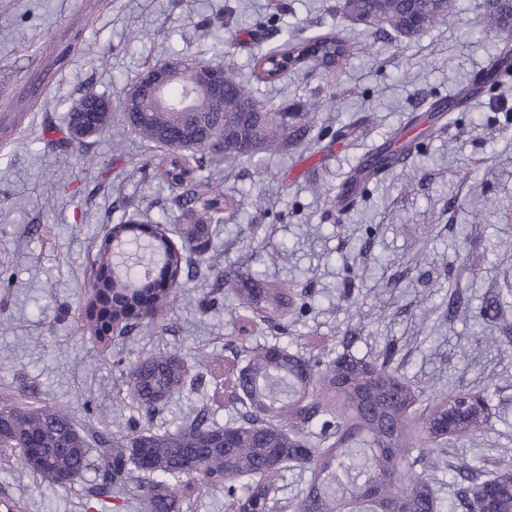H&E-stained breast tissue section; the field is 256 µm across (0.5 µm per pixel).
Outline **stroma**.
I'll use <instances>...</instances> for the list:
<instances>
[{"instance_id":"35a3bbf8","label":"stroma","mask_w":512,"mask_h":512,"mask_svg":"<svg viewBox=\"0 0 512 512\" xmlns=\"http://www.w3.org/2000/svg\"><path fill=\"white\" fill-rule=\"evenodd\" d=\"M339 0H0V116L18 114L20 130L0 141V399L59 405L78 422L111 436L127 433L137 411L118 356L179 354L196 382L152 421L174 428L190 411L226 424L242 408L229 380L254 343H278L307 355L346 350L378 357L396 343L400 375L425 396L489 390L490 419L449 450L472 465L512 457V257L488 241L512 239V78L483 87L456 109L447 127L430 117L431 101L459 93L497 53L492 37H467L488 0H456L436 25L413 38L374 33L340 14ZM314 35L337 27L357 51L338 76L295 72L254 82L258 99L297 112L310 98L325 107L314 149L221 159L212 182L234 197L223 230L193 256L195 276L179 289L162 327L102 346L82 327L96 247L132 214L182 219L175 188L153 179L161 153L133 131L83 140L67 137L70 106L85 88L120 103L145 66L184 52L210 56L216 45L247 69L258 50L278 46L287 29ZM75 48L44 96L18 95L41 74L52 44ZM418 73L404 81L403 71ZM413 133L398 171L372 181L344 215L327 210L325 192L341 191L359 159ZM95 157L86 168V157ZM472 194L486 201L467 212ZM267 196L257 211L258 196ZM261 274L291 283L304 301L293 321L242 331V312L219 275ZM460 295L474 319L448 309ZM486 326L474 337L472 323ZM90 468L63 488L18 465H0V501L22 512H86Z\"/></svg>"}]
</instances>
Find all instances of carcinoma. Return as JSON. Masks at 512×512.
<instances>
[{"instance_id": "1", "label": "carcinoma", "mask_w": 512, "mask_h": 512, "mask_svg": "<svg viewBox=\"0 0 512 512\" xmlns=\"http://www.w3.org/2000/svg\"><path fill=\"white\" fill-rule=\"evenodd\" d=\"M448 0H342L340 9L353 22L389 27L411 38L448 12ZM478 33L499 37L498 54L483 73V83L512 74V0H491ZM352 54L340 30L306 37L289 31L283 43L254 58L258 76L275 81L286 72L319 71L335 75ZM224 74V107L216 106L198 88H189V74L173 77L169 103L144 98L136 111L87 88L70 112L84 110L83 122L100 136L112 129V116L135 129L142 139L164 148L154 163L156 176L184 189L174 203L185 224L179 228L187 247L205 244L220 214L234 206L214 184L199 188L197 173L215 157L250 156L258 150L282 153L316 125L320 103L311 102L288 130V113L257 100L224 64L216 48L208 58L186 57ZM188 99V106L181 105ZM142 273L130 277L127 267L112 258L108 236L97 250L95 293L86 307L88 328L99 342L108 343L110 330L153 328L169 312V292L160 284L182 274L189 257L170 249L165 235L147 244ZM240 307L251 319L273 325L296 312L297 296L278 280L244 281L224 274ZM395 349L376 360L347 352L328 362L293 352L279 344H257L245 366L234 374L243 420L214 425L202 413L186 416L173 431L152 432L132 420L130 433L120 438L77 425L59 406L30 408L0 406V448L19 450V463L41 475L53 487H64L85 472L95 450L101 460L100 482L89 495L100 503L120 494L133 472L144 491L137 512H180L184 490L169 483L186 477L213 490L227 489L235 497V512H263L275 490L271 479L288 464L307 470L309 478L296 503L297 512H512V460L493 472L475 465H448L455 487L450 510L437 497L425 471L436 467L444 448H431L450 436L466 437L488 418V394L464 392L439 401L420 414L422 432L411 428L421 395L393 367ZM129 387L148 419L187 384V371L176 354L127 361ZM480 405L464 418L460 405L468 397ZM418 455H413L414 450ZM249 479L238 497L231 478Z\"/></svg>"}]
</instances>
